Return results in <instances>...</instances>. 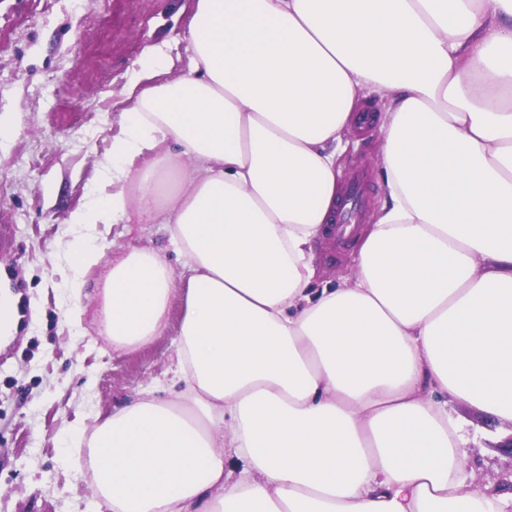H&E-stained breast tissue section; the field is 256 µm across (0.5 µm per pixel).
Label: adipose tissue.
<instances>
[{"mask_svg": "<svg viewBox=\"0 0 512 512\" xmlns=\"http://www.w3.org/2000/svg\"><path fill=\"white\" fill-rule=\"evenodd\" d=\"M186 73L151 48L110 173L69 221L163 224L113 260V349L183 316L175 398L84 443L101 512H512L465 473L449 403L512 423V0H196ZM385 198L351 281L316 287L354 105ZM103 251L71 244L70 289Z\"/></svg>", "mask_w": 512, "mask_h": 512, "instance_id": "1", "label": "adipose tissue"}]
</instances>
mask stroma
<instances>
[{"label": "stroma", "mask_w": 512, "mask_h": 512, "mask_svg": "<svg viewBox=\"0 0 512 512\" xmlns=\"http://www.w3.org/2000/svg\"><path fill=\"white\" fill-rule=\"evenodd\" d=\"M193 0H0V298L17 313L0 343V512H92L91 481L79 431L92 430L122 403L174 392L182 307L167 332L140 349H113L99 333L96 288L106 263L134 247L161 252L174 271L182 258L162 224H97L106 261L69 289V214L99 185L118 117L121 90L145 50L172 43L170 76L189 55L175 44ZM341 172L363 164L373 191L366 217L384 199L377 132H350ZM353 246L320 244L319 285L347 280ZM456 412L474 439L467 470L481 490L512 492V424Z\"/></svg>", "instance_id": "stroma-1"}]
</instances>
